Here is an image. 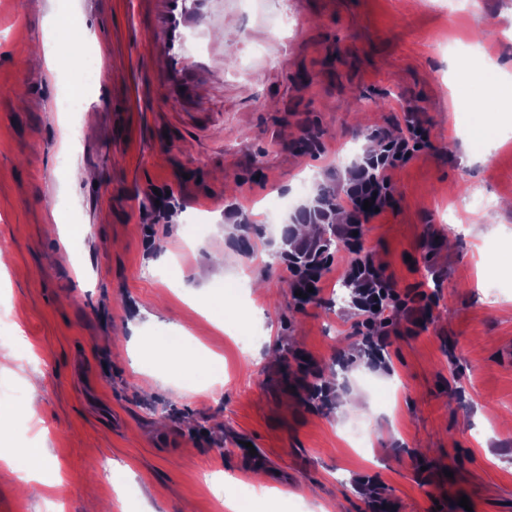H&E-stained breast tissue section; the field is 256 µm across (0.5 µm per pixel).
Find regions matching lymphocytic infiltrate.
<instances>
[{"label": "lymphocytic infiltrate", "mask_w": 512, "mask_h": 512, "mask_svg": "<svg viewBox=\"0 0 512 512\" xmlns=\"http://www.w3.org/2000/svg\"><path fill=\"white\" fill-rule=\"evenodd\" d=\"M371 145L351 164L335 189L305 213L308 223L336 227V236L346 247L348 259L340 279L353 288L362 332L380 335L389 310L415 312L420 296L401 294L385 266L367 244L366 227L392 208L395 194L393 173L404 166L428 143L426 130L413 116L392 130H374ZM373 208H365L366 200ZM293 291L308 292L310 300L320 299L334 256L322 234L295 241L284 257Z\"/></svg>", "instance_id": "1"}]
</instances>
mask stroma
Segmentation results:
<instances>
[{"label":"stroma","instance_id":"obj_1","mask_svg":"<svg viewBox=\"0 0 512 512\" xmlns=\"http://www.w3.org/2000/svg\"><path fill=\"white\" fill-rule=\"evenodd\" d=\"M133 2L0 0V361L19 355L0 373V430L59 462L62 512H219L255 469L277 512H369L374 490L386 512H454L463 496L512 512V210L498 206L512 200V108L474 109L448 49L479 46L476 67L512 80V0H242L227 16L237 40L205 31L200 110L170 104L165 63L139 58L151 19ZM63 25L99 62L79 112L55 108L66 72L25 54ZM406 109L429 145L394 173L368 243L426 299L389 311L374 352L337 275L296 306L280 254L295 206ZM488 109L496 130L473 140ZM163 184L175 211L141 224ZM234 199L250 224L225 223ZM174 323L223 373L155 362L152 339Z\"/></svg>","mask_w":512,"mask_h":512}]
</instances>
